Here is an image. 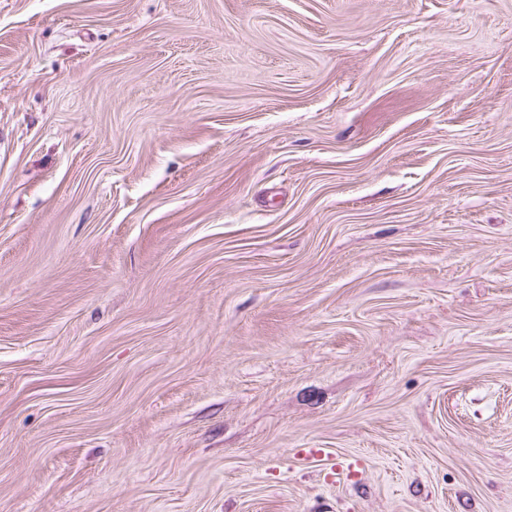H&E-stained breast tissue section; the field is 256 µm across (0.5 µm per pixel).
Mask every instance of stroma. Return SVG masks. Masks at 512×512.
Returning <instances> with one entry per match:
<instances>
[{
  "instance_id": "obj_1",
  "label": "stroma",
  "mask_w": 512,
  "mask_h": 512,
  "mask_svg": "<svg viewBox=\"0 0 512 512\" xmlns=\"http://www.w3.org/2000/svg\"><path fill=\"white\" fill-rule=\"evenodd\" d=\"M0 512H512V0H0Z\"/></svg>"
}]
</instances>
